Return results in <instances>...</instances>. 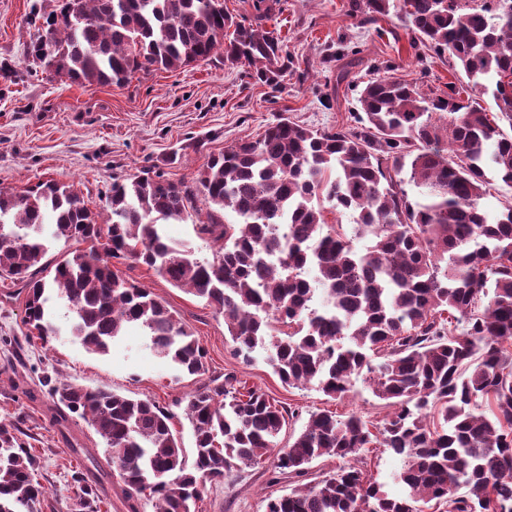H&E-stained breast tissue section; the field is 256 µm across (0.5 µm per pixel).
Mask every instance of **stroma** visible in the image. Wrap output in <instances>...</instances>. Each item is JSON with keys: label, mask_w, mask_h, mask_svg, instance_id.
Returning <instances> with one entry per match:
<instances>
[{"label": "stroma", "mask_w": 512, "mask_h": 512, "mask_svg": "<svg viewBox=\"0 0 512 512\" xmlns=\"http://www.w3.org/2000/svg\"><path fill=\"white\" fill-rule=\"evenodd\" d=\"M56 4L0 0V67L11 73L10 78L0 77V187L20 191L41 180L68 183L102 223L109 217L107 196L113 181L150 169L175 183L193 182L209 154L257 136L278 115L318 130L349 125L360 89L387 65L442 90L466 83L447 56L411 48L410 35L395 17L363 25L348 16V0H285L281 11L265 23L277 31L292 58L281 90L257 82L246 68L231 69L217 61L139 73L123 87L88 89L32 69L25 56L27 44L37 36L33 12L50 11ZM353 47L362 62L345 80H338L341 57ZM209 221L210 210L201 203L166 231L173 242L191 245L208 258L214 246L197 227ZM118 269L126 279L149 288L199 337L210 375L237 376L296 410L282 441L299 433L314 412L355 413L372 422L387 414L384 401L364 379L353 382L346 398L334 400L313 384L284 385L262 353H255L252 363H243L232 353L223 316L204 300L173 287L145 265L125 261ZM12 289L10 281L0 280V421L12 422L37 458V479L45 494L36 512H69L70 499L78 491L72 475L86 464L69 450L53 424L51 398L44 393L27 398L38 379L60 376L88 389L108 387L156 401L171 412L185 455L193 457L194 439L183 401L196 388L197 378L156 356L136 326L127 327L108 354L88 352L69 335L72 314L61 302L55 310L61 336L47 344L26 340L24 299ZM353 462L363 465L388 493H402L394 479L402 462L389 450L365 448ZM270 471L265 462L208 484L197 512H266L269 499L291 490L285 481L270 484Z\"/></svg>", "instance_id": "obj_1"}]
</instances>
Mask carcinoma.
I'll return each mask as SVG.
<instances>
[{
  "label": "carcinoma",
  "mask_w": 512,
  "mask_h": 512,
  "mask_svg": "<svg viewBox=\"0 0 512 512\" xmlns=\"http://www.w3.org/2000/svg\"><path fill=\"white\" fill-rule=\"evenodd\" d=\"M280 3L254 0L253 17L239 21L224 0H59L36 17L53 29L52 46L37 37L26 56L87 88L219 57L278 89L289 58L264 22ZM390 14L411 47L462 67L475 91L467 104L427 94L389 65L359 91L352 124L320 131L280 117L210 155L192 186L159 172L117 180L105 224L66 183L0 188V277L25 294L24 322L38 339L57 334L59 298L72 312L70 335L87 351L109 353L125 325L138 323L156 354L200 378L186 396L190 464L156 402L66 379L51 388L60 430L77 416L103 445L102 465L66 436L95 462L73 476L75 512H100L99 492L115 471L129 512L146 492L156 512H195L207 484L269 456L270 482L295 486L266 512H424L434 502L448 512H512V205L493 222L481 205L492 186L487 171L512 186V136L500 126L512 127V15L500 0H349L348 16L364 24ZM478 93L492 94L498 112H487ZM407 185L421 199L410 201ZM321 196L355 224L327 226L314 204ZM198 201L212 211V222L199 225L214 243L210 259L163 230ZM227 212L236 222L221 221ZM45 224L56 240L91 246L66 253L50 278L38 279ZM354 238L370 245L357 251ZM114 259L143 264L205 300L224 315L234 353L249 361L264 349L283 384L315 382L341 400L363 374L392 412L377 423L312 413L279 447L294 412L256 388L240 391L230 375H206L199 338L122 277ZM455 322L464 324L456 334ZM374 442L403 458L405 494H387L352 464L300 483L314 460H344ZM36 463L0 423V512H33L44 495Z\"/></svg>",
  "instance_id": "1"
}]
</instances>
